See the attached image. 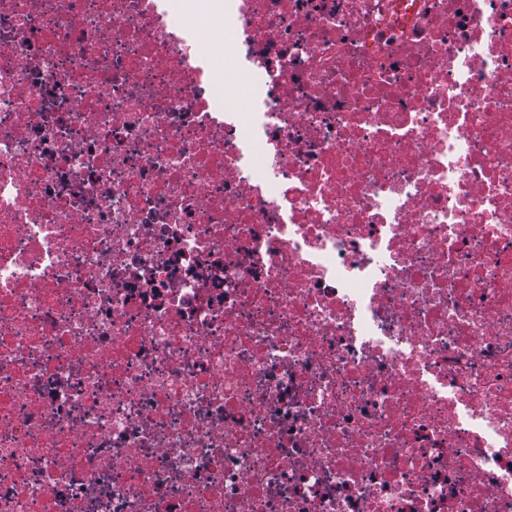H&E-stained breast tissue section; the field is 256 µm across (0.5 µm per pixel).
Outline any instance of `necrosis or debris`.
Segmentation results:
<instances>
[{
	"label": "necrosis or debris",
	"mask_w": 512,
	"mask_h": 512,
	"mask_svg": "<svg viewBox=\"0 0 512 512\" xmlns=\"http://www.w3.org/2000/svg\"><path fill=\"white\" fill-rule=\"evenodd\" d=\"M0 512H512V0H0Z\"/></svg>",
	"instance_id": "obj_1"
}]
</instances>
